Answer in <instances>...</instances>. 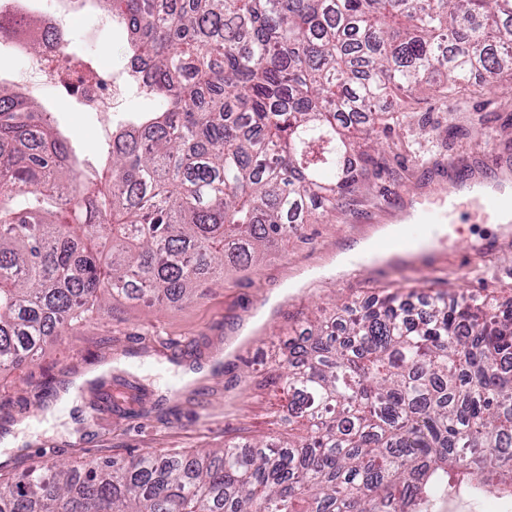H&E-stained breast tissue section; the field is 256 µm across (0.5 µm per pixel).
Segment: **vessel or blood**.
Masks as SVG:
<instances>
[{
	"mask_svg": "<svg viewBox=\"0 0 512 512\" xmlns=\"http://www.w3.org/2000/svg\"><path fill=\"white\" fill-rule=\"evenodd\" d=\"M463 202L492 223L512 220V192L505 191L503 184L487 181L466 184L459 180L449 185L437 205L407 209L403 218L416 224H451Z\"/></svg>",
	"mask_w": 512,
	"mask_h": 512,
	"instance_id": "obj_1",
	"label": "vessel or blood"
}]
</instances>
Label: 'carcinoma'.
Returning a JSON list of instances; mask_svg holds the SVG:
<instances>
[{
	"label": "carcinoma",
	"instance_id": "cac0c4a2",
	"mask_svg": "<svg viewBox=\"0 0 512 512\" xmlns=\"http://www.w3.org/2000/svg\"><path fill=\"white\" fill-rule=\"evenodd\" d=\"M129 35L158 107L110 178L0 80V373L120 298L188 302L361 188L424 84L512 72V0H81ZM288 437L52 461L0 512H429L445 479L512 486V302L346 303L288 343Z\"/></svg>",
	"mask_w": 512,
	"mask_h": 512
}]
</instances>
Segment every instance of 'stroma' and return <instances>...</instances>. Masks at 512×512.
Segmentation results:
<instances>
[{"instance_id": "stroma-1", "label": "stroma", "mask_w": 512, "mask_h": 512, "mask_svg": "<svg viewBox=\"0 0 512 512\" xmlns=\"http://www.w3.org/2000/svg\"><path fill=\"white\" fill-rule=\"evenodd\" d=\"M74 56L101 65L124 84L111 111L82 110L74 93L43 87L30 56L0 52V77L28 70L22 86L50 114L80 162L101 168L113 127L153 100L128 85L125 32L101 30L88 10L68 13ZM393 108L410 115L393 126L366 171L365 187L344 198L300 237L271 247L257 267L225 269L189 304L118 301L111 310L47 339L35 360L0 374V471L17 474L43 460L78 463L145 450L191 452L233 437H279L285 400L275 355L317 308L342 299L439 291L477 301L512 300V238L478 217L453 225L456 249L442 239L425 250L337 267L338 256L400 222L410 204L433 198L465 176L491 179L488 156L512 165V76L488 86L474 73L452 96L421 90ZM490 129L493 141L478 138ZM194 373L184 382V373Z\"/></svg>"}]
</instances>
